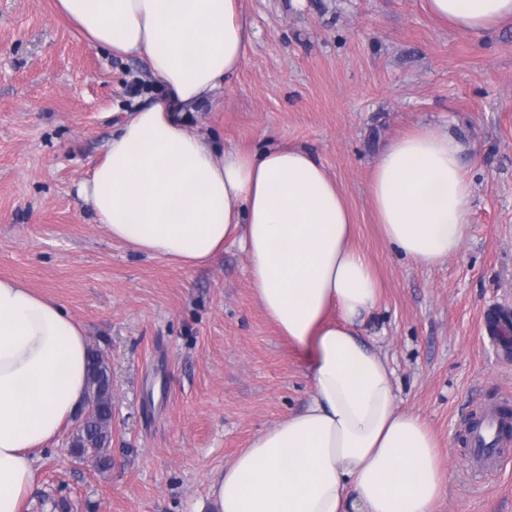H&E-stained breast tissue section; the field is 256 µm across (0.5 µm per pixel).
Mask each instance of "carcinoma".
Listing matches in <instances>:
<instances>
[{"mask_svg": "<svg viewBox=\"0 0 512 512\" xmlns=\"http://www.w3.org/2000/svg\"><path fill=\"white\" fill-rule=\"evenodd\" d=\"M87 401L92 409L85 414L84 427L72 443L73 453L80 456L88 448H105L112 441V392L108 361L103 352L93 350L89 362Z\"/></svg>", "mask_w": 512, "mask_h": 512, "instance_id": "carcinoma-1", "label": "carcinoma"}]
</instances>
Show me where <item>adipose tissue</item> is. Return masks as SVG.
Returning a JSON list of instances; mask_svg holds the SVG:
<instances>
[{"label":"adipose tissue","instance_id":"1","mask_svg":"<svg viewBox=\"0 0 512 512\" xmlns=\"http://www.w3.org/2000/svg\"><path fill=\"white\" fill-rule=\"evenodd\" d=\"M89 44L139 57L163 93L132 112L79 194L112 239L187 266L228 241L259 304L306 353L304 408L261 432L212 482V512H432L446 491L435 438L401 409L393 374L360 336L380 303L340 186L307 148L221 151L185 126L242 66L255 36L243 0H56ZM455 30L512 21V0H424ZM466 146L421 126L370 174L386 241L419 266L455 255L471 222ZM89 339L55 301L0 278V512H22L35 459L87 397Z\"/></svg>","mask_w":512,"mask_h":512}]
</instances>
